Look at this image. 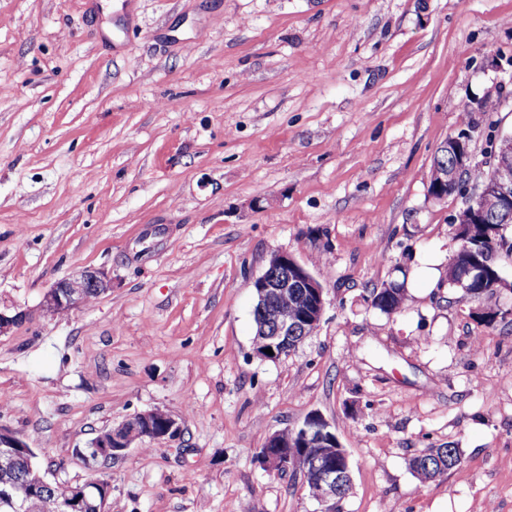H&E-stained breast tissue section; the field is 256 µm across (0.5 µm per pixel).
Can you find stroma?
Masks as SVG:
<instances>
[{"label":"stroma","mask_w":512,"mask_h":512,"mask_svg":"<svg viewBox=\"0 0 512 512\" xmlns=\"http://www.w3.org/2000/svg\"><path fill=\"white\" fill-rule=\"evenodd\" d=\"M470 125L480 162L512 133V0H0V314L25 315L0 424L49 479L108 480V512H321L256 459L314 412L352 467L336 512H512V254L494 293L449 284L464 195H428ZM276 252L326 305L267 360L252 282ZM424 267L437 287L372 307ZM86 269L109 290L46 312ZM154 409L177 437L79 456ZM448 445L458 467L414 476ZM452 166V157L449 153L443 151L440 149L437 153V155L434 157L431 169H430V179L429 183H435L438 182L441 178V180L434 185V187L429 190L428 187V193L429 197L432 199H441L448 194H451L452 192L448 193V173ZM448 167L447 173H444L445 168ZM404 300V288L399 284H389V288H380L372 293L371 304L387 315L397 312ZM461 462L459 448L443 446L425 448L410 461L412 471L421 480H430L457 467Z\"/></svg>","instance_id":"obj_1"}]
</instances>
